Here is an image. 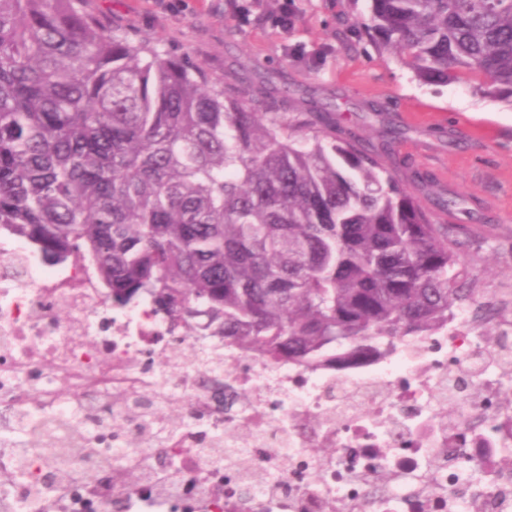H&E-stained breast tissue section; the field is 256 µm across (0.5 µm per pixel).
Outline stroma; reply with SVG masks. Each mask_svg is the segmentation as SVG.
Wrapping results in <instances>:
<instances>
[{
  "mask_svg": "<svg viewBox=\"0 0 512 512\" xmlns=\"http://www.w3.org/2000/svg\"><path fill=\"white\" fill-rule=\"evenodd\" d=\"M291 33L225 17L224 0H87L107 29L159 43L169 57L217 80L264 79L289 86L286 110L333 109L336 127L355 132L441 224L466 228L463 282L473 298L512 289V107L473 94L469 84L423 86L395 57L343 51L335 32L347 0H295ZM325 47L316 71L285 47ZM457 206L444 211L440 199Z\"/></svg>",
  "mask_w": 512,
  "mask_h": 512,
  "instance_id": "35a3bbf8",
  "label": "stroma"
}]
</instances>
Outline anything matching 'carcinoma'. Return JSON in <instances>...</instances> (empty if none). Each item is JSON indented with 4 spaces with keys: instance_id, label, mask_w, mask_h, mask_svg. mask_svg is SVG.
Masks as SVG:
<instances>
[{
    "instance_id": "cac0c4a2",
    "label": "carcinoma",
    "mask_w": 512,
    "mask_h": 512,
    "mask_svg": "<svg viewBox=\"0 0 512 512\" xmlns=\"http://www.w3.org/2000/svg\"><path fill=\"white\" fill-rule=\"evenodd\" d=\"M86 0H0V232L48 264L79 257L114 306L150 296L198 336L262 359L356 357L448 325L456 228L331 110L288 124V87L240 88L107 29ZM357 39L424 86L473 82L512 107V0H365ZM224 0L244 22L299 17ZM45 479L62 482L56 451Z\"/></svg>"
}]
</instances>
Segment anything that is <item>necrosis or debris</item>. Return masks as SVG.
Masks as SVG:
<instances>
[{
    "instance_id": "necrosis-or-debris-1",
    "label": "necrosis or debris",
    "mask_w": 512,
    "mask_h": 512,
    "mask_svg": "<svg viewBox=\"0 0 512 512\" xmlns=\"http://www.w3.org/2000/svg\"><path fill=\"white\" fill-rule=\"evenodd\" d=\"M501 309L473 299L390 353L306 368L190 335L147 297L113 307L86 268L0 240V512H512ZM172 401L183 417L167 425ZM34 432L63 484L16 455ZM79 434L113 468L164 463L163 488L86 480Z\"/></svg>"
}]
</instances>
